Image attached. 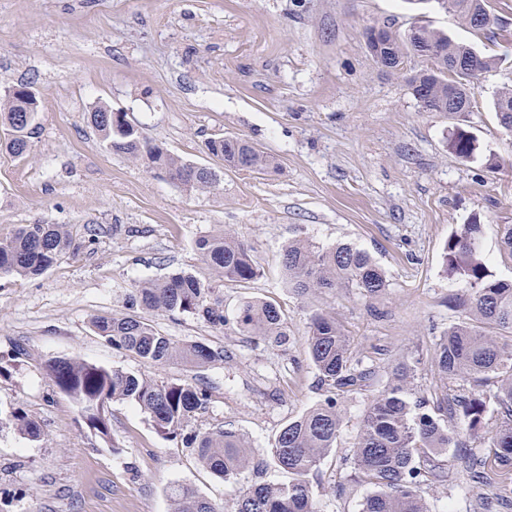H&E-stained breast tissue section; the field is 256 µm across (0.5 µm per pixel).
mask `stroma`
I'll return each instance as SVG.
<instances>
[{"mask_svg": "<svg viewBox=\"0 0 512 512\" xmlns=\"http://www.w3.org/2000/svg\"><path fill=\"white\" fill-rule=\"evenodd\" d=\"M489 4L491 23L476 34L436 0H0V98L21 84L41 97L28 156L0 151V239L20 224H68L78 245L39 277L0 275V512H171L176 483L228 510L251 485L287 481L267 448L323 398L307 353L319 308L336 313L354 355L377 371L366 391L344 398L338 446L312 478L318 512H360L371 487L351 480L348 454L371 396L403 361L416 363V384L433 381L435 338L459 317L449 300L461 288L444 271L449 235L479 219L490 270L512 277L500 245L512 224V133L493 109L512 89V0ZM417 22L496 57L475 82L472 111H423L409 80L424 58L408 55L396 71L373 59L369 27L400 36ZM98 106L211 168L216 186L189 191L107 150L88 120ZM459 127L476 138L468 160L448 149ZM218 134L248 140L273 167H226L205 149ZM222 230L260 269L219 289L226 326L146 315L175 341L222 349V360L149 365L94 332V318L129 314L141 281L180 270L207 277L194 243ZM296 238L356 244L385 269L387 292L298 295L280 261ZM251 301L282 309L287 346L236 330ZM55 357L207 387L211 403L193 429L232 423L253 465L215 476L128 401L112 402V440L102 441L47 375ZM16 408L40 423L39 439L8 424ZM439 465L443 480L423 493L429 512H512L496 506L506 489L473 482L458 449Z\"/></svg>", "mask_w": 512, "mask_h": 512, "instance_id": "obj_1", "label": "stroma"}]
</instances>
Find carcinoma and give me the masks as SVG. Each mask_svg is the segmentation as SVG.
Instances as JSON below:
<instances>
[{"label":"carcinoma","mask_w":512,"mask_h":512,"mask_svg":"<svg viewBox=\"0 0 512 512\" xmlns=\"http://www.w3.org/2000/svg\"><path fill=\"white\" fill-rule=\"evenodd\" d=\"M470 23L473 14L490 15L488 0H438ZM390 56L401 61L412 52L424 56L433 45L441 56L430 58L431 67L413 78L421 87L412 91L425 101L427 112L456 104L473 108L474 82L448 69L460 57L472 63V75L483 73L495 59L477 53L427 25L414 24L398 37L387 35ZM23 102L8 94L0 100V125L7 138L0 148L14 157L29 153L28 125L19 122ZM102 108L90 121L105 144L116 154L163 170L176 184L211 188L217 179L195 173V164L174 155L141 132H123L102 120ZM207 151L224 159V165L245 171H264L270 162L249 141L236 136H215L205 142ZM448 149L470 159L475 138L456 129ZM482 224L473 220L451 233L445 254V273L461 283L464 294L452 306L464 318L448 326L436 343L438 382L421 389L414 385V369L395 367L384 387L367 405L352 445V480L374 486L362 512H427L423 489L440 477L437 457L449 448H465V438L479 439L487 448L483 456H465V465L478 482L495 484L512 477V278L500 279L490 271L480 252ZM196 252L213 279L192 273H172L138 283L129 297L131 307L202 318L215 327L226 326L224 310L215 297L220 282L248 283L259 269L243 242L224 232L199 238ZM74 250L72 231L66 224H21L0 241V275L34 278L51 270ZM288 287L302 295L319 296L338 288H351L365 298L382 295L389 287L385 270L370 254L352 243L319 248L304 239L288 242L281 253ZM94 331L114 347L124 349L151 365L181 362L202 368L224 359V350L202 341L175 342L137 315L100 317ZM236 327L258 336L273 347L288 341L282 310L271 302L245 304ZM308 353L325 387L324 399L280 430L268 452L284 472V483L258 484L240 493L231 512H317L310 477L325 454L337 446L343 427L342 398L370 386L374 371L354 359L350 338L336 316L318 309L311 317ZM46 372L55 386L78 407L84 424L102 439L111 438L110 403L136 404L164 435L182 437L195 449L197 459L214 475L229 479L249 463V446L233 427L224 425L204 433L186 432L191 418L206 412L209 391L190 383H157L141 374L109 369L72 358L52 359ZM498 415L496 426L485 430L489 412ZM15 427L33 440L41 436L38 424L21 410L10 412ZM172 512H220L189 486L169 490Z\"/></svg>","instance_id":"obj_1"}]
</instances>
